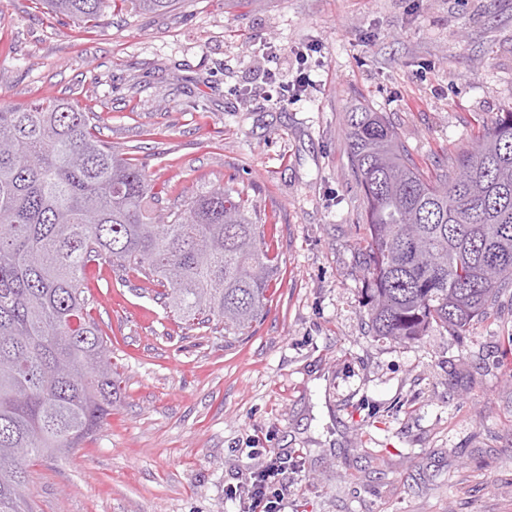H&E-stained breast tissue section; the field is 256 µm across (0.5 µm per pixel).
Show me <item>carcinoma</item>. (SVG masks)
I'll list each match as a JSON object with an SVG mask.
<instances>
[{
  "mask_svg": "<svg viewBox=\"0 0 512 512\" xmlns=\"http://www.w3.org/2000/svg\"><path fill=\"white\" fill-rule=\"evenodd\" d=\"M93 25L112 0H44ZM166 12L176 0H125ZM365 202L361 270L375 335L456 334L512 286V108L431 178L380 112L348 113ZM145 171L63 99L0 103V512H33L27 462L75 454L101 427L117 373L84 294L99 261L168 285L187 320L241 335L262 315L274 267L263 225L229 188L160 217Z\"/></svg>",
  "mask_w": 512,
  "mask_h": 512,
  "instance_id": "cac0c4a2",
  "label": "carcinoma"
}]
</instances>
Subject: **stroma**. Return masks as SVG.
I'll return each instance as SVG.
<instances>
[{"label":"stroma","instance_id":"stroma-1","mask_svg":"<svg viewBox=\"0 0 512 512\" xmlns=\"http://www.w3.org/2000/svg\"><path fill=\"white\" fill-rule=\"evenodd\" d=\"M311 83L269 99V73ZM90 106L156 209L224 186L277 273L241 336L106 264L86 296L120 390L66 460L31 461L34 512H244L287 458L285 512H512V288L456 335L375 336L346 115L382 113L426 170L512 106V0H180L88 27L0 0V99Z\"/></svg>","mask_w":512,"mask_h":512}]
</instances>
